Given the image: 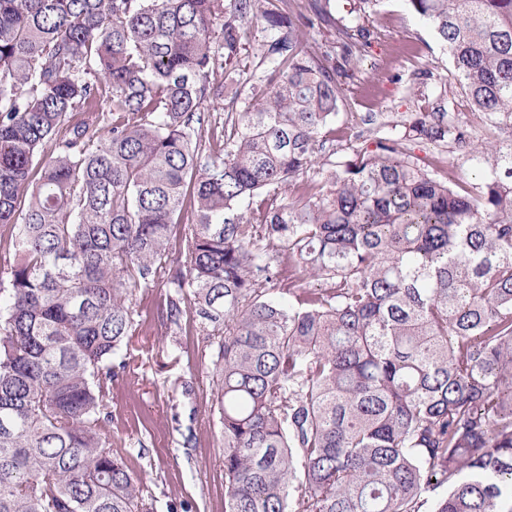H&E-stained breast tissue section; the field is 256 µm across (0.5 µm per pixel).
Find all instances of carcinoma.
<instances>
[{"label": "carcinoma", "mask_w": 512, "mask_h": 512, "mask_svg": "<svg viewBox=\"0 0 512 512\" xmlns=\"http://www.w3.org/2000/svg\"><path fill=\"white\" fill-rule=\"evenodd\" d=\"M405 2L503 136L371 113L315 179L371 45L331 0H0V512H155L102 433L156 284L215 367L224 512H512V0ZM438 149H434L431 144H421L419 150H416V154L422 158L432 160L434 173L439 177L448 178L450 184L470 189L471 186L479 183L477 172L465 161L461 152L450 145H448V149Z\"/></svg>", "instance_id": "obj_1"}]
</instances>
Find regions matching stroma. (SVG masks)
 <instances>
[{"label": "stroma", "mask_w": 512, "mask_h": 512, "mask_svg": "<svg viewBox=\"0 0 512 512\" xmlns=\"http://www.w3.org/2000/svg\"><path fill=\"white\" fill-rule=\"evenodd\" d=\"M369 27L375 40L348 82L341 114L349 132L361 129L369 112L396 118L433 111L444 94L452 111L468 118L473 139L489 138L450 76L447 53L404 0H383ZM418 154L432 160L435 174L449 183L468 188L479 181L456 149L424 144ZM166 294L160 285L134 293L135 329L124 349L129 367L113 384L112 422L103 438L144 476L157 512L182 502L190 512H224V434L214 367L192 322L179 331L168 328Z\"/></svg>", "instance_id": "35a3bbf8"}]
</instances>
